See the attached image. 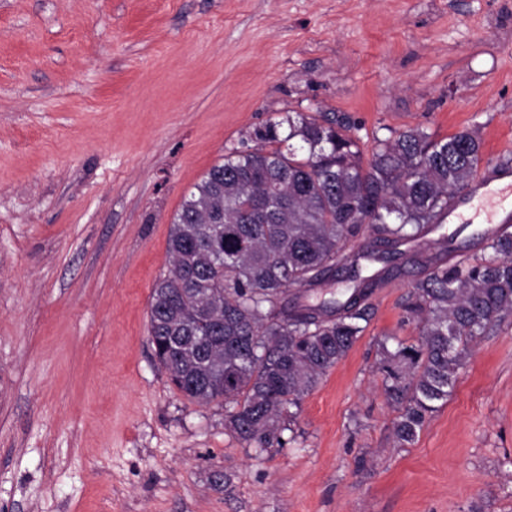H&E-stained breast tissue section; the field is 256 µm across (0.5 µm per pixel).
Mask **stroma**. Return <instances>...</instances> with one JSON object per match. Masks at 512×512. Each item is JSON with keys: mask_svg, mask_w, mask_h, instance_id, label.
I'll list each match as a JSON object with an SVG mask.
<instances>
[{"mask_svg": "<svg viewBox=\"0 0 512 512\" xmlns=\"http://www.w3.org/2000/svg\"><path fill=\"white\" fill-rule=\"evenodd\" d=\"M288 110L512 160V0H0V512H512V318L394 445L378 344L416 338L419 267L367 265L372 319L283 447L158 365L175 212Z\"/></svg>", "mask_w": 512, "mask_h": 512, "instance_id": "35a3bbf8", "label": "stroma"}]
</instances>
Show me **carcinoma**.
<instances>
[{
  "label": "carcinoma",
  "instance_id": "cac0c4a2",
  "mask_svg": "<svg viewBox=\"0 0 512 512\" xmlns=\"http://www.w3.org/2000/svg\"><path fill=\"white\" fill-rule=\"evenodd\" d=\"M247 139L255 147L224 155L173 217L172 266L149 306L161 369L188 399L224 401V428L245 447H280L371 320L379 276L361 275L362 262L403 260L426 270L404 303L418 335L380 343L377 370L395 446L413 444L481 336L512 316V233L472 234L486 253L448 267L402 249L439 229L469 188L485 162L478 130L394 132L368 160L352 127L319 111L287 112ZM329 283L336 292L319 304H288L290 290Z\"/></svg>",
  "mask_w": 512,
  "mask_h": 512
}]
</instances>
